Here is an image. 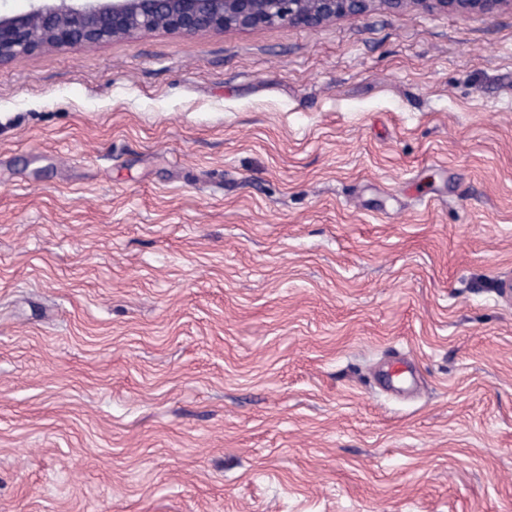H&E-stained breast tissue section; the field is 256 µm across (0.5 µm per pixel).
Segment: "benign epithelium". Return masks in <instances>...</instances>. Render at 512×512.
<instances>
[{"instance_id": "obj_1", "label": "benign epithelium", "mask_w": 512, "mask_h": 512, "mask_svg": "<svg viewBox=\"0 0 512 512\" xmlns=\"http://www.w3.org/2000/svg\"><path fill=\"white\" fill-rule=\"evenodd\" d=\"M378 6L393 14L421 6L494 16L512 0H58L0 17V63L46 47L78 48L141 31L195 34L274 24L316 27L360 18Z\"/></svg>"}]
</instances>
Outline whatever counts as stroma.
<instances>
[{
	"mask_svg": "<svg viewBox=\"0 0 512 512\" xmlns=\"http://www.w3.org/2000/svg\"><path fill=\"white\" fill-rule=\"evenodd\" d=\"M512 11L0 65V512H512Z\"/></svg>",
	"mask_w": 512,
	"mask_h": 512,
	"instance_id": "1",
	"label": "stroma"
}]
</instances>
